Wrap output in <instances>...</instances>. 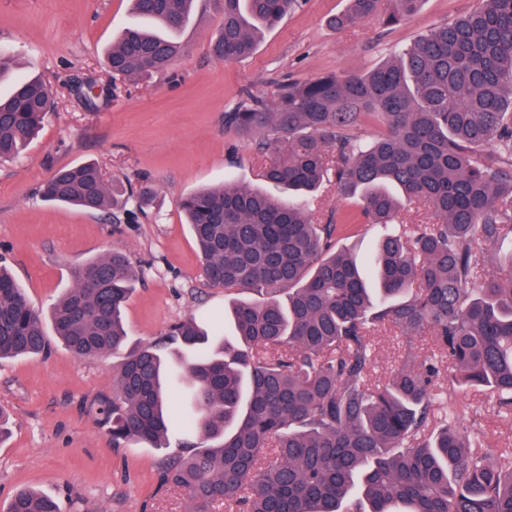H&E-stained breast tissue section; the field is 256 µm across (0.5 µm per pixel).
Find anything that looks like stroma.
Wrapping results in <instances>:
<instances>
[{
    "label": "stroma",
    "mask_w": 512,
    "mask_h": 512,
    "mask_svg": "<svg viewBox=\"0 0 512 512\" xmlns=\"http://www.w3.org/2000/svg\"><path fill=\"white\" fill-rule=\"evenodd\" d=\"M478 0H423L394 27L371 17L342 31L329 16L347 0H301L266 31L256 53L239 62L210 54L224 15L220 0H199L177 34L183 51L171 71L121 82L110 94L104 52L124 27L136 24L129 0H0V49L18 60L0 80L6 95L15 78L41 76L55 108L32 143L0 162V265L11 271L30 304L46 313L68 288L71 269L115 251L143 274L126 305L129 343L164 338L189 316L224 320L237 291L212 286L178 207L179 199L230 177L257 182L251 145L224 126L236 92L272 95L283 74L306 81L327 72L374 67L433 26L476 9ZM94 83L95 107L80 88ZM96 163L105 181L149 173L155 196L135 216L85 213L42 200L40 186L58 169ZM122 361L111 354L83 360L52 342L47 356L0 360V406L9 414L0 442V512L15 493L34 487L56 496L63 512H187L183 488L157 490L163 450L143 444L113 447L91 403L111 395ZM461 422L512 447V414L487 412L488 398L460 390Z\"/></svg>",
    "instance_id": "1"
}]
</instances>
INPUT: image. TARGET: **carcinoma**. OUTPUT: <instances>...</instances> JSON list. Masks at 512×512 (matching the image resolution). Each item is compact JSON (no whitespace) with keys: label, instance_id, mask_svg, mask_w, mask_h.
Here are the masks:
<instances>
[{"label":"carcinoma","instance_id":"cac0c4a2","mask_svg":"<svg viewBox=\"0 0 512 512\" xmlns=\"http://www.w3.org/2000/svg\"><path fill=\"white\" fill-rule=\"evenodd\" d=\"M150 26L125 30L107 54L111 76L166 70L195 0H132ZM421 0H348L336 30L383 13L398 25ZM298 0H224L212 43L221 60L251 57ZM52 107L40 78L0 98V161L14 158ZM224 124L265 159L259 180L295 197L329 183L352 210L324 223L307 204L232 179L179 202L207 281L246 290L226 311L235 335L188 317L161 342L129 353L97 414L118 447L180 451L159 487H184L191 512H512V448L462 429L448 396L487 390L512 414V0H481L366 71L276 82L268 99L241 90ZM374 128L369 138L362 130ZM155 194L146 175L107 186L93 163L59 169L42 197L99 212ZM433 221L397 222L402 203ZM393 225L370 266L336 247L359 224ZM498 245L494 256L485 248ZM53 307L56 339L102 358L127 340L125 309L140 271L114 252L71 270ZM407 339L401 366L373 379L370 336ZM429 341L439 357H423ZM40 312L0 266V359L48 350ZM8 512H60L34 489Z\"/></svg>","mask_w":512,"mask_h":512}]
</instances>
